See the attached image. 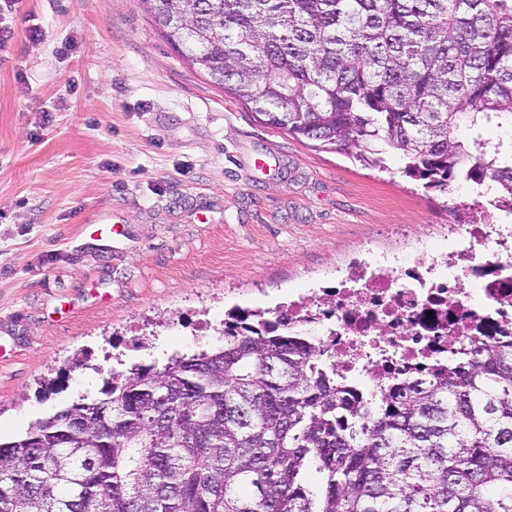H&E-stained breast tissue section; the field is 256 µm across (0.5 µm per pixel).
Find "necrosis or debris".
<instances>
[{
	"instance_id": "4bbe7bcc",
	"label": "necrosis or debris",
	"mask_w": 512,
	"mask_h": 512,
	"mask_svg": "<svg viewBox=\"0 0 512 512\" xmlns=\"http://www.w3.org/2000/svg\"><path fill=\"white\" fill-rule=\"evenodd\" d=\"M452 224L445 271L417 258L403 265L365 257L332 288L330 307L288 304V327L310 335L337 376L377 394L397 380L492 347L512 334V214Z\"/></svg>"
}]
</instances>
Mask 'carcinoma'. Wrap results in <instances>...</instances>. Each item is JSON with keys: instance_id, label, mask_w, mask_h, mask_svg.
Returning a JSON list of instances; mask_svg holds the SVG:
<instances>
[{"instance_id": "cac0c4a2", "label": "carcinoma", "mask_w": 512, "mask_h": 512, "mask_svg": "<svg viewBox=\"0 0 512 512\" xmlns=\"http://www.w3.org/2000/svg\"><path fill=\"white\" fill-rule=\"evenodd\" d=\"M142 2L263 124L512 210V143L482 134L512 128V0ZM283 326L96 368L100 396L0 443V512H512V335L369 399Z\"/></svg>"}]
</instances>
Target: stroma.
Segmentation results:
<instances>
[{
  "instance_id": "1",
  "label": "stroma",
  "mask_w": 512,
  "mask_h": 512,
  "mask_svg": "<svg viewBox=\"0 0 512 512\" xmlns=\"http://www.w3.org/2000/svg\"><path fill=\"white\" fill-rule=\"evenodd\" d=\"M0 23L1 443L101 370L217 346L229 316L335 287L365 251L443 258L483 210L397 154L382 170L262 124L142 0H18Z\"/></svg>"
}]
</instances>
